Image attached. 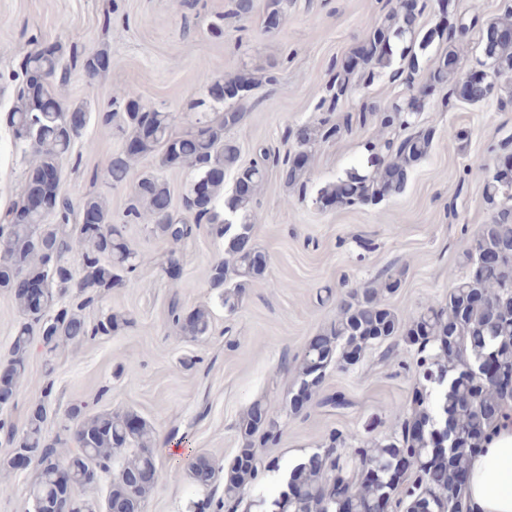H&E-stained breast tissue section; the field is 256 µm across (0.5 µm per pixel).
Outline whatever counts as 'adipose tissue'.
<instances>
[{"mask_svg":"<svg viewBox=\"0 0 512 512\" xmlns=\"http://www.w3.org/2000/svg\"><path fill=\"white\" fill-rule=\"evenodd\" d=\"M470 512H512V416L471 459L464 485Z\"/></svg>","mask_w":512,"mask_h":512,"instance_id":"obj_1","label":"adipose tissue"}]
</instances>
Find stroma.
<instances>
[{"mask_svg":"<svg viewBox=\"0 0 512 512\" xmlns=\"http://www.w3.org/2000/svg\"><path fill=\"white\" fill-rule=\"evenodd\" d=\"M234 0H0V214L18 203L26 159L7 125L6 109L16 86L9 76L29 51L62 44L81 55L108 50L111 66L95 79L82 69L70 76L65 96L103 110L114 94L131 87L143 103L177 115L174 130L189 128L196 116L192 100L206 93L212 79L239 72L276 75L242 102L244 118L226 138L241 162L260 149L286 152L297 131L312 122L317 104L336 73L335 65L362 44L367 31L388 12L390 0H288L279 28L266 30L262 10L246 17L232 13ZM512 8V0H455V14L467 25L456 36L460 71L483 59L480 31L491 17ZM111 26H104V19ZM224 32L215 37L212 24ZM437 46L419 55L412 78L381 77L355 89L341 109L358 116L362 106L380 110L419 94L421 127L435 131L429 157L410 174L402 195L377 206L322 210L311 198L326 182L344 176L366 159L364 142L379 135L374 118L351 133L320 143L309 172L308 199L283 186L269 171L253 201V242L268 258L265 276L243 289L239 308L227 313L209 281L212 262L223 255L224 240L202 224L185 240L178 279L162 270L164 243L143 225L124 224L130 184L112 185L94 177L100 159L123 142L112 127L87 122L62 169L60 191L72 203L88 193L105 195L112 221L140 256L136 273L106 292L91 317L112 311L124 322L108 336L47 355L34 346L24 384L16 399L0 408V452L7 430L22 431L27 413L52 386L58 410L45 434L54 439L62 423L60 408L71 402L90 411L131 410L158 433L160 461L145 512H188L192 491L170 473L198 453L224 463L238 446L235 424L255 400L279 406L293 376L295 359L312 336L336 317V298L371 281L385 269L401 275L390 305L406 314L445 299L465 275L460 262L465 235L488 221L483 165L494 163L498 148H512V76L499 82L497 98L468 104L451 90H424ZM208 305L209 336L182 335L169 320L171 306L191 310ZM382 348L346 370L331 368L320 391L302 411L289 417L280 441L265 449L267 459L288 469L319 448L330 430L370 433L386 439L396 422L392 407L406 405L414 389V354L405 347L383 358ZM337 396L341 406L323 405ZM34 469L0 475V512H31L27 488Z\"/></svg>","mask_w":512,"mask_h":512,"instance_id":"35a3bbf8","label":"stroma"}]
</instances>
